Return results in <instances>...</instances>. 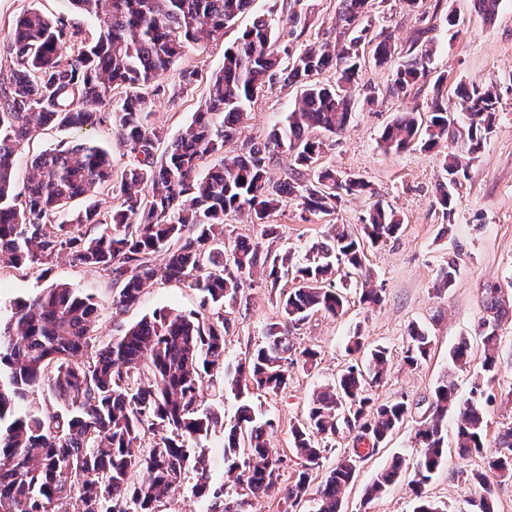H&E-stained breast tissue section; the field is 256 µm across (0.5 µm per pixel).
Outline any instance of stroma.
<instances>
[{
  "label": "stroma",
  "mask_w": 512,
  "mask_h": 512,
  "mask_svg": "<svg viewBox=\"0 0 512 512\" xmlns=\"http://www.w3.org/2000/svg\"><path fill=\"white\" fill-rule=\"evenodd\" d=\"M338 4L339 0H252L235 25L225 29L223 38L187 50L166 74L164 82L171 87H178L183 70L197 71L198 78L187 89H180L176 99L157 100L154 123L164 127L171 138L184 130L205 101L209 79L221 66L225 47L250 27L255 16L278 24L289 11H297L301 16L297 45L302 48L335 39ZM418 17L405 0H374L369 12L373 31L392 34L402 49L411 45L416 29L423 24ZM425 24L436 50L433 62L447 74L449 86L476 81L496 87L499 103L493 127L478 158L454 190L453 212L443 216L437 202L444 174L442 149L394 153L380 145L382 131L395 113L429 97L431 87H415L407 95L397 96L390 91V69L367 66L360 72L361 94H373L376 103L357 107L345 132L326 138L321 163L361 175L373 190V198L346 202L332 216L314 215L291 203L275 213L272 221L279 224L283 243L299 255L308 243L329 235L332 225L364 223L374 198L401 216L402 228L397 237L366 251L368 281L381 290L382 303L367 306L354 298L344 315L314 314L290 339L296 349L317 351L316 365L310 369L291 366L288 387L280 394L251 393L255 410L274 422L272 444L283 464L275 486L267 495L251 499L248 512H312V500L295 504L286 497L298 471L291 431L304 419L313 393L332 383L350 360L347 343L357 333L365 336L367 344L387 348L392 360L384 383L372 387L373 397L383 401L404 394L411 399L412 408L388 445L364 462L345 492L342 510L412 512L411 465L419 453L415 429L431 413L429 402L438 382L451 375L464 390L469 372L480 370L482 344L475 329L486 314V292L495 287L509 314L497 328L502 367L494 383L498 397L486 415L489 437H496L502 424L512 422V0H501L491 21L476 12L473 0H440L437 15ZM297 94V86L282 82L261 92L246 128L227 146L228 155L240 153L248 140L265 139L292 108ZM452 256L458 259L459 273L449 287H439V269ZM56 282L70 283L93 296L100 312L97 334L104 342L157 308L187 312L200 308L196 290L183 283L156 281L145 288L138 305L114 309L116 289L104 272L75 264L64 255L45 266L1 271L0 300L32 297ZM279 294V289L257 283L245 289L236 304L224 306L223 314L231 322L224 338L226 365H236L261 343L266 324L278 315ZM413 325L429 334L432 347L428 358L411 368L404 365L402 352ZM464 337L471 341V363L460 370L450 362L449 352ZM200 446L211 481L223 485L230 496L241 495V487L228 481L223 430L212 431ZM396 457L405 463L399 481L380 497L365 501V486ZM482 464V458L464 460L455 450H448L440 470L426 486L427 495L457 512L475 492L466 480L467 472Z\"/></svg>",
  "instance_id": "1"
}]
</instances>
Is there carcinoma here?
Wrapping results in <instances>:
<instances>
[{"mask_svg":"<svg viewBox=\"0 0 512 512\" xmlns=\"http://www.w3.org/2000/svg\"><path fill=\"white\" fill-rule=\"evenodd\" d=\"M66 2L97 20L94 36L65 14L50 19L28 11L0 39V269L65 254L110 278L118 287V309L137 305L146 285L160 279L190 282L201 294L200 310L156 309L97 349L100 313L91 295L57 283L9 302L0 330V512H158L191 475L193 495L212 497L207 512H245L246 501L226 500L224 487H212L200 440L224 428L228 473L246 496L258 498L275 485L281 459L271 445L274 425L257 416L246 395L253 387L280 394L288 388L290 365L316 359L312 349L296 351L290 332L314 313L345 312L347 297L332 279L340 268L361 280V302H382L380 291L367 287L365 245L401 229L394 209L376 200L361 232L338 224L296 262L292 249L276 246L279 225L270 218L290 201L304 212L332 215L341 202L369 192L359 175L318 167L324 143L311 135H337L348 126L362 65L392 67L393 89L401 92L432 82L429 98L396 113L385 128L384 148L396 153L430 151L448 139L459 119L443 104L448 77L433 74L431 50L414 41L402 52L391 37L361 26L370 0H340L334 44L299 51L293 47L296 12L279 31L260 16L224 50L203 108L169 141L151 122L156 100L170 94L165 75L185 50L233 26L251 0ZM329 68L335 82L317 80ZM282 80L300 88L284 122L266 139L225 156L259 93ZM457 95L468 129L461 151L444 159L438 203L446 215L455 176L478 158L498 103L493 87L476 82L459 87ZM106 124L117 130L127 159L120 176L107 149L79 140L32 156L31 172L18 182L17 159L38 129ZM281 153L293 164L285 179L274 181L269 167ZM104 192L113 199L109 211L97 201ZM79 198L85 206L70 210ZM241 217L260 234L224 237L226 219ZM256 274L272 288L288 280L293 287L279 297L280 317L265 326L262 344L226 372L228 388L241 399L226 426L219 411L201 407L200 391L204 378L224 365L230 320L220 309L237 302ZM485 309L490 317L477 325L484 360L468 394L442 380L431 417L415 432L414 512H447L424 489L447 454L450 411L457 417L458 456L485 459L482 469L467 474L479 488L469 512H494V481L512 478L511 424L498 432L495 453L484 454L486 406L501 366L495 326L507 314L498 289H489ZM430 347V337L411 327L404 363L419 365ZM469 350L462 339L450 354L453 365L466 366ZM389 366L387 351L373 349L367 366L346 365L335 384L314 393L306 419L292 430L300 471L288 499L305 497L342 423L353 434L351 446L337 455L314 497V512H341L342 495L367 458L361 441L382 447L411 408L405 395L379 402L369 393ZM44 387L57 409L33 403ZM402 470L401 460L379 470L365 500L394 485ZM141 472L147 478L135 480Z\"/></svg>","mask_w":512,"mask_h":512,"instance_id":"cac0c4a2","label":"carcinoma"}]
</instances>
